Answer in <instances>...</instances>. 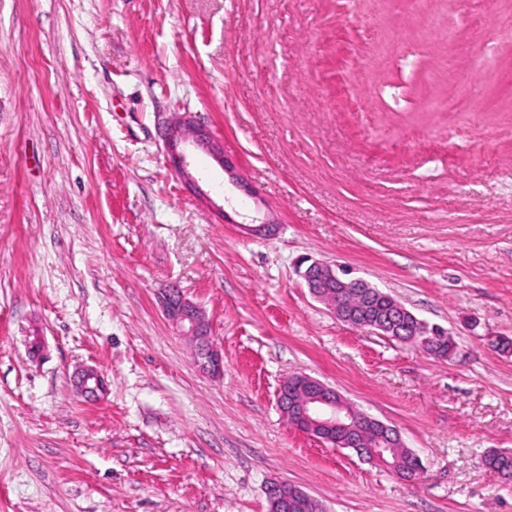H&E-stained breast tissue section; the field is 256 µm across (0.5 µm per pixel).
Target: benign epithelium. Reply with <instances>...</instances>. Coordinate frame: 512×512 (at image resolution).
Returning a JSON list of instances; mask_svg holds the SVG:
<instances>
[{
  "mask_svg": "<svg viewBox=\"0 0 512 512\" xmlns=\"http://www.w3.org/2000/svg\"><path fill=\"white\" fill-rule=\"evenodd\" d=\"M164 141L169 162L174 170L195 192L203 190L198 180L189 171L188 157L193 151H202L230 175H235L234 167L224 157V146L217 141L206 126L195 121L190 115L183 114L175 118L164 131ZM310 292L318 299L327 302L336 317L356 327L368 326L369 329H383L395 336H407L414 325L421 320L400 303H392L386 311L375 312L373 318L364 321L355 316L340 303L332 299L330 289L346 291L356 290L362 297H384L386 293L372 288L365 280L354 277L351 272L334 267L319 260H312L299 271ZM159 302L166 319L182 336L193 343V359L202 372L219 377L224 372V358L220 350L210 340V326L201 308L190 300L180 289L171 286L162 289ZM309 390L296 397L292 391L294 378L285 377L278 388L277 403L286 410L292 425L302 432L312 435L325 430H339L347 435L345 446L353 449L357 455L371 463H383L384 449L366 448L360 441L364 432L374 427L385 436L388 445L403 443L400 432L370 415L349 408V402L334 387L313 377L305 376ZM73 387L76 393L87 401H96L105 391V382L94 367H85L74 376ZM267 499L280 508H292L296 505L297 492L285 482H272L266 487Z\"/></svg>",
  "mask_w": 512,
  "mask_h": 512,
  "instance_id": "7a95c632",
  "label": "benign epithelium"
}]
</instances>
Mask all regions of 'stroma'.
I'll list each match as a JSON object with an SVG mask.
<instances>
[{
	"instance_id": "stroma-1",
	"label": "stroma",
	"mask_w": 512,
	"mask_h": 512,
	"mask_svg": "<svg viewBox=\"0 0 512 512\" xmlns=\"http://www.w3.org/2000/svg\"><path fill=\"white\" fill-rule=\"evenodd\" d=\"M221 141L193 193L162 127ZM277 224L269 237L244 227ZM347 266L457 348L353 327ZM204 311L203 374L161 288ZM512 0H0V512H512ZM103 376L87 401L77 368ZM302 373L395 426L409 484L290 425ZM310 262L301 270L304 263ZM299 268V275L306 283L310 292L318 299L326 301L332 308L336 317L349 325L363 328L367 325L370 330L376 331L382 335V332L375 330L383 329L390 331L387 337L396 340L394 336H408L413 338L412 343L417 344L424 352L438 358H450L456 348V343L451 336L443 338L441 341H430V336H409V331L414 330V324H426L417 319V317L409 311L401 303L393 302L386 311L374 313L373 318L367 321L359 319L355 313L351 312L340 303V298L331 300L330 290L328 288H341L335 295L339 296L344 291L353 288L358 292L361 297L375 299V297H389L390 295L384 293L368 282L359 277L351 276L352 272L341 269L340 267H333L330 264L319 260H306ZM391 297V296H390ZM398 341V340H396ZM485 468L505 480H512V451L490 450L484 455ZM267 499L276 507L292 508L296 505L297 492L290 489L285 482H272L266 487Z\"/></svg>"
}]
</instances>
